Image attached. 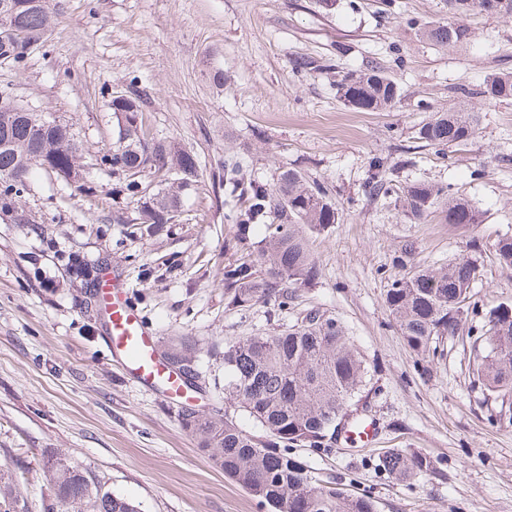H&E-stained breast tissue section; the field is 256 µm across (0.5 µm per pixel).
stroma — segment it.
Listing matches in <instances>:
<instances>
[{"label":"stroma","mask_w":512,"mask_h":512,"mask_svg":"<svg viewBox=\"0 0 512 512\" xmlns=\"http://www.w3.org/2000/svg\"><path fill=\"white\" fill-rule=\"evenodd\" d=\"M54 26L23 63L0 62V100L71 124L81 145L80 182L33 167L12 213L0 212V469L13 473L29 512L54 489L42 462L65 455L103 489L143 512H267L225 478L181 427L189 406L222 408L226 343L269 334L316 308L336 318L371 371L351 409L377 425L375 443L298 447L319 483L371 496L376 512H512V401L488 398L473 378L475 328L490 308L512 304V266L492 245L512 236V101L482 104L494 73H512V15L475 10L455 18L446 0H50ZM461 20L466 42L440 48L419 26ZM377 65L402 98L385 112L347 105L338 81ZM223 74L216 83L214 74ZM145 95L155 138L193 154L200 181L181 195L173 223L146 233L136 205L116 194L103 155L119 137L114 93ZM474 112L478 133L446 146L418 136L434 113ZM247 179L272 183L280 167L327 191L338 220L309 236L319 267L292 299L228 306L224 267L244 257L224 217L226 158ZM396 167L395 184L435 183L468 200L470 226L440 209L409 217L396 193L373 195V161ZM477 259L466 323L473 333L415 355L384 298L415 265ZM120 272L157 344L197 342L191 400L134 382L86 306L85 277ZM405 448L429 456L439 478L398 480L377 468Z\"/></svg>","instance_id":"35a3bbf8"}]
</instances>
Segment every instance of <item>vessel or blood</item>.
<instances>
[{
	"instance_id": "obj_1",
	"label": "vessel or blood",
	"mask_w": 512,
	"mask_h": 512,
	"mask_svg": "<svg viewBox=\"0 0 512 512\" xmlns=\"http://www.w3.org/2000/svg\"><path fill=\"white\" fill-rule=\"evenodd\" d=\"M107 317V340L113 358L138 384L169 397L187 393L182 378L155 355V335L130 301L119 275L102 276L96 288Z\"/></svg>"
}]
</instances>
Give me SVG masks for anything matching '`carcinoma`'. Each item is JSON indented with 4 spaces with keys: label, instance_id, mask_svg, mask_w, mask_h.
<instances>
[{
    "label": "carcinoma",
    "instance_id": "obj_1",
    "mask_svg": "<svg viewBox=\"0 0 512 512\" xmlns=\"http://www.w3.org/2000/svg\"><path fill=\"white\" fill-rule=\"evenodd\" d=\"M9 16H0V57L20 64L28 46L51 28L55 13L47 0ZM422 37L441 47L454 46L468 36L459 24H429ZM343 100L355 109L385 110L400 99V88L380 67L370 66L358 75H346L338 84ZM484 103L512 100V75H494L486 81ZM143 100L136 93L109 102L112 112L123 115L119 145L103 156L112 171L122 176L118 193L138 202L139 223L150 219L166 224L175 217L180 191L197 182L198 163L189 153L172 150L150 137L145 125ZM20 105L0 103V211L12 208L24 191L33 164L59 174L78 164L80 144L71 126L40 131L19 119ZM475 120L468 112H438L419 129L430 145H448L474 137ZM182 181L140 201L139 194L173 168ZM384 162L373 164L370 190L377 195L392 189L393 179ZM224 185L231 187L227 217L239 226V241L249 238L250 225H266L267 235L253 258L224 266V295L233 307L258 302L288 306V283H312L319 268L309 249L307 232L325 231L336 223V212L326 190L308 182L290 168L275 181H246L240 162L224 160ZM399 191L412 218L421 220L436 206L445 210L450 224L478 223V214L462 198L449 196L425 182L407 184ZM499 262L512 266V237L493 244ZM480 273L477 261L458 257L444 266L419 269L392 281L385 304L409 349L430 351L431 344L459 335V325L470 299V287ZM486 348L477 357L476 379L496 398L512 395V307L498 305L487 313ZM195 349L191 336L169 341L166 355L190 363ZM224 403L246 413L265 432L262 439L243 429L229 413L200 415L190 408L178 414L184 430L193 436L212 463L270 512H375L367 495L353 496L338 485H318L306 461L292 455L294 447L328 449L336 438L353 428L340 426L350 402L364 386L369 369L338 321L305 316L274 334L247 336L224 345ZM379 470L397 478L433 477L434 462L415 451L394 448L380 458ZM44 468L55 489V499L42 504V512H141L140 505L124 496L102 491L89 472L58 454ZM11 476L0 471V512H27Z\"/></svg>",
    "mask_w": 512,
    "mask_h": 512
}]
</instances>
